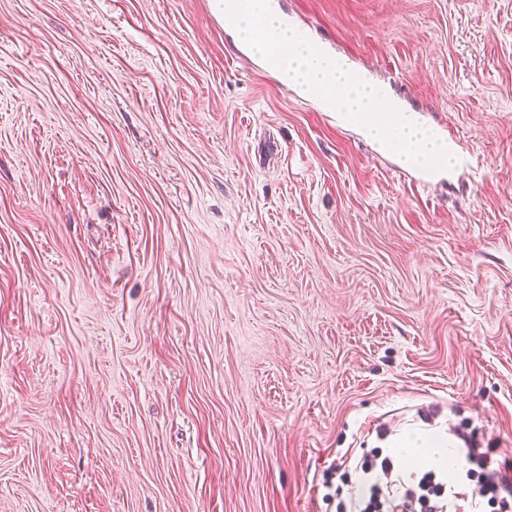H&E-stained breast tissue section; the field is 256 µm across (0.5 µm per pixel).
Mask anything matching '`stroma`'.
<instances>
[{
  "mask_svg": "<svg viewBox=\"0 0 512 512\" xmlns=\"http://www.w3.org/2000/svg\"><path fill=\"white\" fill-rule=\"evenodd\" d=\"M430 177L213 0H0V512H336L341 455L512 451V0H277ZM401 444L405 448H435L433 450V454L437 455V460L442 464H446L448 466V460L452 459L454 463H457L459 458L458 449L455 448L453 451L448 453L447 441L440 436L430 437L428 435H416V436H406Z\"/></svg>",
  "mask_w": 512,
  "mask_h": 512,
  "instance_id": "35a3bbf8",
  "label": "stroma"
}]
</instances>
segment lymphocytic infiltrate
Segmentation results:
<instances>
[{"label": "lymphocytic infiltrate", "mask_w": 512, "mask_h": 512, "mask_svg": "<svg viewBox=\"0 0 512 512\" xmlns=\"http://www.w3.org/2000/svg\"><path fill=\"white\" fill-rule=\"evenodd\" d=\"M463 459L455 476L430 470L413 478L379 454L354 462L363 475L360 489L339 499L336 512H482L484 502L512 512V454L495 445L480 446L461 432Z\"/></svg>", "instance_id": "lymphocytic-infiltrate-1"}]
</instances>
